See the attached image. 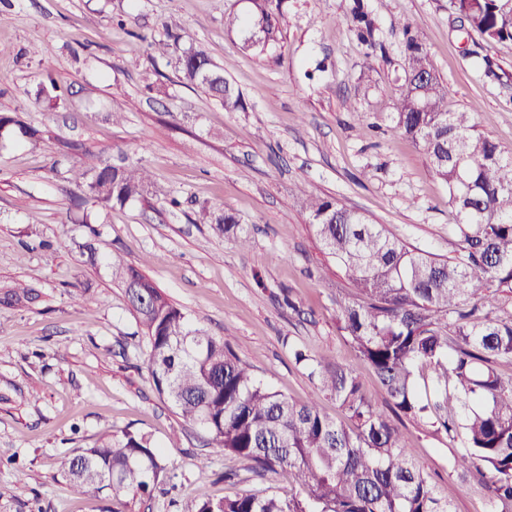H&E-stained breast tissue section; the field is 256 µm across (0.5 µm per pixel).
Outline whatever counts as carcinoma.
<instances>
[{"label": "carcinoma", "mask_w": 512, "mask_h": 512, "mask_svg": "<svg viewBox=\"0 0 512 512\" xmlns=\"http://www.w3.org/2000/svg\"><path fill=\"white\" fill-rule=\"evenodd\" d=\"M360 23L357 36L376 48L374 25L362 0H352ZM469 30L494 41H512V0H451ZM272 31L267 13L250 30L258 46ZM404 81L395 130L424 148L433 172L448 186L456 215L452 232L457 255L440 259L411 249L380 224L328 199L304 194L302 209L325 253L355 290L340 305V331L368 363L398 418L428 420L458 441L462 451L451 467L462 474H489L490 512L512 503V377L492 363L512 360V317L497 315L492 286L512 289V152L479 134L470 112L447 109L450 88L436 71L419 34L402 27ZM189 47L178 58L182 79L204 88L227 112L243 108L240 92L224 79L205 52ZM35 138L10 113H0V132ZM70 181L103 205L143 197L151 184L141 166H74ZM216 228L242 248L250 240L230 215ZM112 275L136 288L126 290L147 343V368L157 392L183 420L198 424L213 447L246 460L257 477L290 476L299 489L226 497L203 503L197 512H452L413 460L398 426L377 410L355 372L329 356L301 349L297 363L311 367L316 391L296 403L259 381L228 339L193 327L185 313L139 268L112 252L104 256ZM39 297L33 288L10 289L0 304ZM428 367L419 387V369ZM459 403L448 410V399ZM323 398L348 414L343 426L320 409ZM164 472L160 452L143 435L123 430L80 449L65 465L78 495L105 494L129 512L127 497L148 492L149 480Z\"/></svg>", "instance_id": "obj_1"}]
</instances>
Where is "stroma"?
I'll use <instances>...</instances> for the list:
<instances>
[{
  "label": "stroma",
  "instance_id": "obj_1",
  "mask_svg": "<svg viewBox=\"0 0 512 512\" xmlns=\"http://www.w3.org/2000/svg\"><path fill=\"white\" fill-rule=\"evenodd\" d=\"M364 4L377 25L373 53L354 34L350 0H264L274 30L253 47L224 26L230 13L256 18L253 0H0V112L40 132L0 140V293L18 283L39 293L26 306L0 304V485L13 489L0 512H111L107 496L73 494L63 464L126 428L161 447L166 466L134 512H196L207 500L295 489L210 447L157 393L125 289L105 262L81 254L88 240L99 254H123L196 327L230 339L273 390L308 401L315 383L293 351L326 352L388 410L377 377L337 328L350 290L296 197L330 199L410 247L454 256L448 187L423 148L394 130L400 27L419 31L451 89L448 110L473 113L478 131L509 151L512 42L461 30L449 0ZM186 30L246 110L225 111L183 83ZM156 40L167 55L153 51ZM51 78L69 90L54 109L36 98ZM105 159L145 167L147 199L84 202L68 171ZM227 214L249 247L216 230L214 218ZM399 429L453 512H486L485 481L451 467L457 442L426 421ZM228 469L235 483L224 482Z\"/></svg>",
  "mask_w": 512,
  "mask_h": 512
}]
</instances>
